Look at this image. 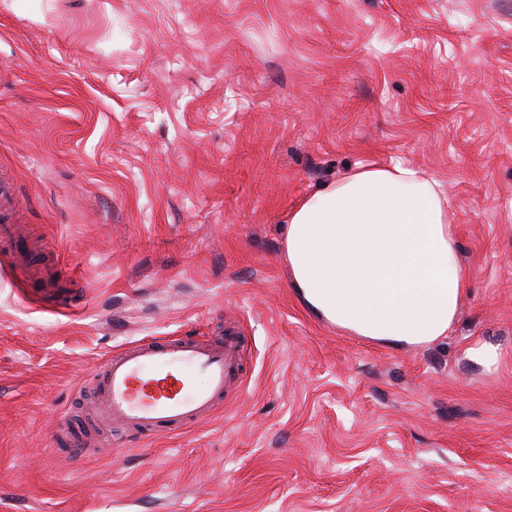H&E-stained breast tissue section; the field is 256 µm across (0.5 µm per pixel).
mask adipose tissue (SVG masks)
<instances>
[{
    "label": "adipose tissue",
    "mask_w": 512,
    "mask_h": 512,
    "mask_svg": "<svg viewBox=\"0 0 512 512\" xmlns=\"http://www.w3.org/2000/svg\"><path fill=\"white\" fill-rule=\"evenodd\" d=\"M447 194L417 170L363 165L289 214L285 255L313 317L395 349L453 328L469 279Z\"/></svg>",
    "instance_id": "1"
}]
</instances>
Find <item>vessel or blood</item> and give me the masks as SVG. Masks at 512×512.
Masks as SVG:
<instances>
[{
  "mask_svg": "<svg viewBox=\"0 0 512 512\" xmlns=\"http://www.w3.org/2000/svg\"><path fill=\"white\" fill-rule=\"evenodd\" d=\"M243 349V338L232 332L208 340L175 336L130 343L104 361L89 422L140 439L208 421L240 377ZM200 374L206 386H197Z\"/></svg>",
  "mask_w": 512,
  "mask_h": 512,
  "instance_id": "vessel-or-blood-1",
  "label": "vessel or blood"
}]
</instances>
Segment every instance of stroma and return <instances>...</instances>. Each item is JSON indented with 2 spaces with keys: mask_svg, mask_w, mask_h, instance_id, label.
Listing matches in <instances>:
<instances>
[{
  "mask_svg": "<svg viewBox=\"0 0 512 512\" xmlns=\"http://www.w3.org/2000/svg\"><path fill=\"white\" fill-rule=\"evenodd\" d=\"M389 162L448 194L470 280L401 350L309 315L283 253ZM4 178L48 249L0 248V512H512V0H0ZM227 330L214 418L84 430L122 344Z\"/></svg>",
  "mask_w": 512,
  "mask_h": 512,
  "instance_id": "stroma-1",
  "label": "stroma"
}]
</instances>
